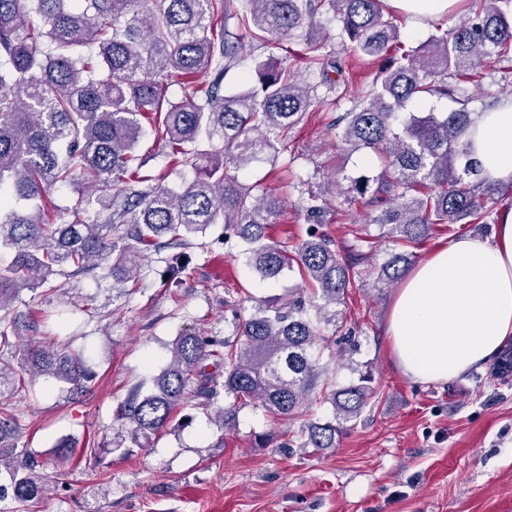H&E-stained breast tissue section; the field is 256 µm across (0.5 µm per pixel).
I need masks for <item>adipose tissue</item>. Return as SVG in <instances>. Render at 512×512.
Instances as JSON below:
<instances>
[{
	"mask_svg": "<svg viewBox=\"0 0 512 512\" xmlns=\"http://www.w3.org/2000/svg\"><path fill=\"white\" fill-rule=\"evenodd\" d=\"M469 140L483 175L512 183V96L479 114ZM387 335L416 383L455 380L500 353L512 339V208L499 213L492 240L458 237L402 280Z\"/></svg>",
	"mask_w": 512,
	"mask_h": 512,
	"instance_id": "adipose-tissue-1",
	"label": "adipose tissue"
}]
</instances>
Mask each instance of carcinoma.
<instances>
[{"instance_id":"carcinoma-1","label":"carcinoma","mask_w":512,"mask_h":512,"mask_svg":"<svg viewBox=\"0 0 512 512\" xmlns=\"http://www.w3.org/2000/svg\"><path fill=\"white\" fill-rule=\"evenodd\" d=\"M40 17L35 28L26 7ZM337 22L342 49L387 62L357 91L342 75L341 59L324 52L322 10ZM236 21L237 32L228 22ZM306 28L289 50L305 75L278 65L262 50ZM251 59L253 83L224 92V77ZM512 61V0H472L466 16L448 31L437 25L415 47L399 42L393 12L384 0H0V311L24 292L62 301L71 280L96 270L122 292L150 253L186 245L216 226L224 241L246 245L254 271L274 281L298 269L310 291L288 288L257 299L242 315L233 299L228 337L180 335L169 349L154 391H132L117 408L121 431L114 450L147 448L171 426L179 408L217 405L222 429L244 406L274 419L302 413L321 375L318 324L336 320L329 307L343 301L354 267L371 265L361 248L341 256L322 234L297 245L270 239L268 229L285 199L268 188L239 181L255 160L287 150L293 130L309 112L341 100L350 108L332 127L343 154L368 149L380 170L357 176L334 170L319 190L301 191V208L317 224L328 194L344 204L362 201L368 224L382 237L413 247L439 224H485V199L498 192L467 148L476 120L463 82L479 76L483 61ZM178 78L181 95L167 97ZM425 96L455 97L451 112H407ZM156 133L172 166L189 167L192 179L173 190L141 171L136 149L146 130ZM77 194L69 219L52 212L57 187ZM413 253H396L373 267L378 287L402 279ZM15 319L0 314V471L12 476V499H42L48 484L40 462L21 444L23 415L15 398L39 379L83 390L93 380L84 354L65 345L33 344L16 354ZM224 372L207 371V362ZM369 371L324 396L334 421L301 430V448L336 447L343 424L356 419L373 395ZM232 399L229 406L220 397ZM57 460L69 462L97 450L64 438Z\"/></svg>"}]
</instances>
